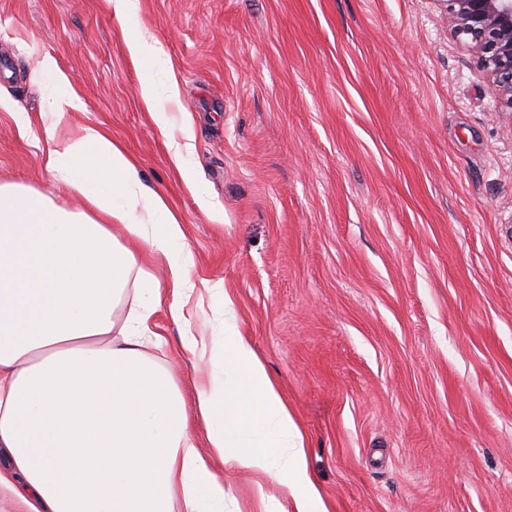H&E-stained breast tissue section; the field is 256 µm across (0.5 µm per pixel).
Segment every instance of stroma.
Wrapping results in <instances>:
<instances>
[{"label":"stroma","instance_id":"35a3bbf8","mask_svg":"<svg viewBox=\"0 0 512 512\" xmlns=\"http://www.w3.org/2000/svg\"><path fill=\"white\" fill-rule=\"evenodd\" d=\"M136 6L158 48L146 69L105 0H0V183L77 210L39 145L101 126L194 258L186 324L158 309L165 345L147 350L186 404L215 366L184 336L217 335L229 310L328 512H512V114L442 0ZM47 54L83 103L59 122ZM224 490V512L284 496L245 471Z\"/></svg>","mask_w":512,"mask_h":512}]
</instances>
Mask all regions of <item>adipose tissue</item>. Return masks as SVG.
<instances>
[{
    "label": "adipose tissue",
    "mask_w": 512,
    "mask_h": 512,
    "mask_svg": "<svg viewBox=\"0 0 512 512\" xmlns=\"http://www.w3.org/2000/svg\"><path fill=\"white\" fill-rule=\"evenodd\" d=\"M106 2L133 30L134 63L147 66L155 47L135 28V0ZM42 156L80 207L0 184V500L13 512H172L177 498L182 512H224L229 469L288 491L291 507L263 512H321L304 435L232 320L212 339L217 371L197 386L195 412L145 354L162 345L152 314L164 306L184 322L194 288L184 228L165 200L98 126L48 140ZM139 198L155 223L134 214ZM147 251L164 258L166 284L145 268ZM197 420L214 456L192 442Z\"/></svg>",
    "instance_id": "adipose-tissue-1"
}]
</instances>
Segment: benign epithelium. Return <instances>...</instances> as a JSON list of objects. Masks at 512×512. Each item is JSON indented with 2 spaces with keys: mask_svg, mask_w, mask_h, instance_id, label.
I'll use <instances>...</instances> for the list:
<instances>
[{
  "mask_svg": "<svg viewBox=\"0 0 512 512\" xmlns=\"http://www.w3.org/2000/svg\"><path fill=\"white\" fill-rule=\"evenodd\" d=\"M454 36L472 45L503 112H512V0H441Z\"/></svg>",
  "mask_w": 512,
  "mask_h": 512,
  "instance_id": "1",
  "label": "benign epithelium"
}]
</instances>
